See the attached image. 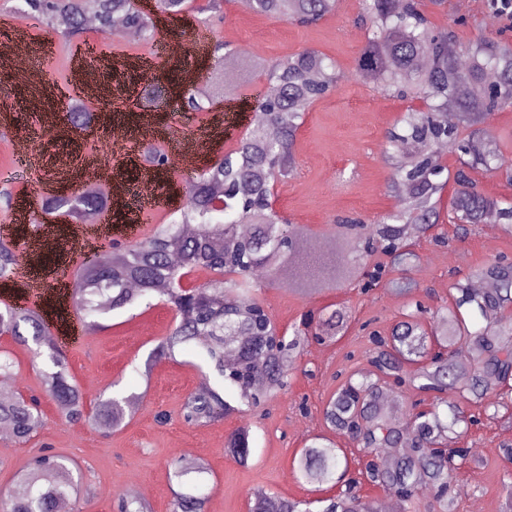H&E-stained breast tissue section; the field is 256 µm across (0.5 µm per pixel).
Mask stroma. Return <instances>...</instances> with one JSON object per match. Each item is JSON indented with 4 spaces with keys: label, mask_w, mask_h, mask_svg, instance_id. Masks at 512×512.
<instances>
[{
    "label": "stroma",
    "mask_w": 512,
    "mask_h": 512,
    "mask_svg": "<svg viewBox=\"0 0 512 512\" xmlns=\"http://www.w3.org/2000/svg\"><path fill=\"white\" fill-rule=\"evenodd\" d=\"M492 9L491 0H470L463 13L457 0L426 7L435 26L454 30L453 44L461 53L479 35L512 43V14L503 13L492 26L487 22ZM27 10L24 0H0V80L7 77L8 48L20 32L26 33L35 63L46 72L40 88L13 84L7 93H0V176L8 178L0 183V240L9 242L13 251L26 252L30 240L41 235L68 243L73 233L70 220L53 214L44 224H31L29 211L17 201L22 197L40 201L74 178L85 177L87 154L106 147L113 127L124 128L128 142L111 166L124 169L131 184L141 179L135 165L147 148L161 149L166 140L201 135L205 113L176 111V95L185 72H198L204 81L211 77L210 48L219 42L240 52L255 48L257 58L271 65L304 49L318 51L336 64V90L309 107L293 146V170L275 183L276 210L291 223L304 225L321 245L333 239L336 219L357 217L371 222L397 206L392 170L385 160L387 135L409 102L385 94L381 82L356 74V60L368 37L360 21L363 0H338L331 13L310 25L257 14L243 8L239 0H225L219 18L208 19L189 9L177 17H159L160 40L166 45L162 51L141 40L106 39L82 30L75 43L95 44V53L84 58L83 65L100 88L99 103L87 106L96 116L88 135L55 127L59 100L74 101L80 93L79 78L58 64L72 55L75 44L62 41L29 17ZM199 35L206 37L207 51L174 53L176 44L192 42ZM141 56L150 59L148 70L132 68V61ZM265 87V80L250 79L238 83L234 102L221 97L213 101L216 109L230 106L233 122L224 126L221 135L204 142L194 171L222 157L244 136L252 122L253 97ZM20 127L37 134L41 160L29 165L18 162L11 131ZM63 153L70 155L71 164L62 172L53 159ZM194 171L173 166L166 176L156 178L162 206L129 207L132 231H125L123 223H113V238L135 243L170 220L186 202ZM412 243L418 260L410 272L415 289L409 298L399 295L387 276L369 289L355 281L307 296L272 275L257 278L259 297L281 330L291 331L305 312L327 306L345 314L348 329L336 341L310 343L288 368L287 390L274 394L265 407L206 426L186 424L181 417L184 400L203 383L204 361L196 349L158 362L149 377L139 374L173 324L170 306L156 301L90 322L75 313L58 286L60 275H73L79 253L63 248L45 257L29 255L25 273L41 283L39 296L0 290V308L35 307L43 312L47 324L65 339L71 380L87 404L119 391L136 394L137 400L125 426L114 432L63 423L40 384L41 370L50 366L48 358L36 356L34 346L0 337V352L9 353L15 362L13 375L21 394L37 397L43 415L42 426L28 443L10 442L0 449V488L20 491L17 473L31 457L49 448L73 459L81 471V493L70 501L69 512H116L117 496L126 494L134 482L147 488L145 500L152 512H171L179 490L169 478L172 466L192 458L203 460L209 468L207 512H248V493L256 488L294 499L333 495V487L319 489L299 482L293 460L308 439L325 433L322 408L344 376L369 370V329L389 333L409 299L433 309L448 305L452 283L469 278L489 260L504 257L512 262V235L499 229L487 236L481 224L469 225L463 232L448 217L428 235L413 236ZM242 426L250 427L255 437L252 455L244 465L224 452L228 435ZM465 441L473 459L455 477L461 489L457 512H500L505 492L499 449L512 445V422L480 414Z\"/></svg>",
    "instance_id": "35a3bbf8"
}]
</instances>
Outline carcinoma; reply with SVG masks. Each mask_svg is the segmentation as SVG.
Returning <instances> with one entry per match:
<instances>
[{"label":"carcinoma","instance_id":"carcinoma-1","mask_svg":"<svg viewBox=\"0 0 512 512\" xmlns=\"http://www.w3.org/2000/svg\"><path fill=\"white\" fill-rule=\"evenodd\" d=\"M40 21L67 38L83 30L92 16L102 31L121 17L144 41H155L157 27L141 11L136 0H25ZM368 38L356 71L360 76L378 72L389 88H407L425 108H410L388 133L391 146L410 141L416 151L396 161L393 182L405 188L402 207L380 216L372 233L355 218L336 219L334 249L317 255L315 240L298 224L284 223L271 204V186L288 175L292 148L310 104L336 89V71L327 57L315 50L298 52L271 66L253 59L241 69L234 66L236 52L224 54V71L206 85L185 89L175 102L181 112H203L207 103L224 94V86L248 72H261L275 92L256 99V123L221 158L206 166L188 186L185 206L170 223L158 226L144 241L123 251H104L94 266L79 265L69 299L78 314L108 315L159 298L175 311L167 336L152 352L145 372L158 361L170 359L191 344H200L204 360L223 390L205 383L182 405L189 425H203L257 407L287 386L288 361L310 340L333 338L340 328L337 311L306 314L315 334L297 328L285 336L256 296L254 271L263 267L285 286L306 294L335 288L371 268L377 281L386 265H369L380 253L402 271L415 260L407 243V229L429 232L440 221L438 195L442 185L437 148L448 143L470 157L471 169H509L512 159L487 141L461 139L458 127L448 124V103H453L462 125L483 122L486 117L512 106V44L478 39L467 47L469 63L463 65L448 54L453 34L432 25L422 0H365ZM334 0H249L257 14L310 24L333 10ZM187 0H156L157 10L178 16ZM493 71L495 80L485 81ZM67 120L77 127L91 123L92 115L68 104ZM451 207L462 224H481L491 218L512 233V202L481 195L465 171L456 173ZM104 207L97 197L84 192L75 197L52 196L42 200L44 215L56 213L76 222L90 209ZM251 225L242 235L239 225ZM180 256L173 265L172 254ZM14 252L0 242V285L8 286ZM204 271L210 279L199 286L191 277ZM481 274L495 288L479 292L466 283L452 285L451 303L431 311L421 304L393 326L390 334L369 333L372 371L352 376L341 384L323 406L330 430L344 434L364 449L371 459L362 463L348 489L321 499L320 512H413L422 492L432 494L441 512H455L458 489L454 472L471 461L469 448L459 442L461 424L469 423L466 409L484 406L509 409L512 404V320L496 327L481 324L490 312L512 311V262H488ZM138 285L132 292L128 284ZM17 343L28 340L47 348L53 369L41 373L42 385L55 401L61 421L89 424L105 431L120 429L136 400V394L102 399L87 407L83 394L70 382L65 358L40 310L0 309V336ZM467 353L469 366L461 369L456 357ZM233 364H225L226 357ZM403 401L410 396L406 421L387 406L389 394ZM429 407H423L427 398ZM42 416L33 403L18 396L0 401V427L10 430L14 443L29 441ZM253 437L243 426L232 432L224 450L241 464L247 463ZM381 450L391 454L388 465L372 456ZM509 463L503 469L506 508L512 512V448L500 449ZM294 462L302 482L321 488L336 485L338 471H348L349 461L333 439L316 435L309 439ZM71 460L61 455H40L24 467L17 480L21 495L0 494V512H57L59 503L77 496ZM204 462L187 459L173 471L177 481L194 489L173 501L172 512H206L208 497L199 491ZM367 482L394 496L392 506L356 493ZM250 512H309L303 501L274 496L262 489L250 492ZM119 512H151L142 500L121 496Z\"/></svg>","mask_w":512,"mask_h":512}]
</instances>
